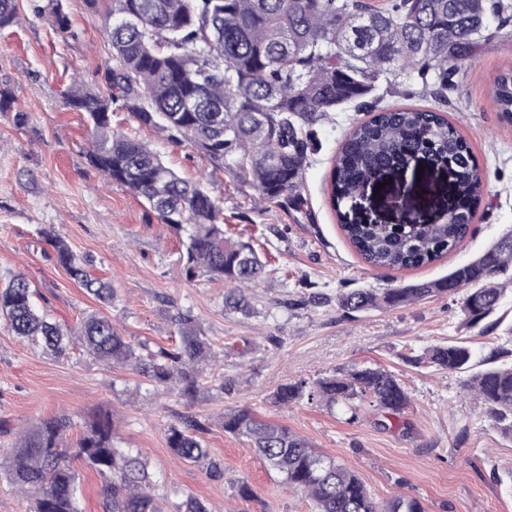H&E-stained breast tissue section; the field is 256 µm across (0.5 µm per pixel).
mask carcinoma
I'll return each mask as SVG.
<instances>
[{"instance_id":"cac0c4a2","label":"carcinoma","mask_w":512,"mask_h":512,"mask_svg":"<svg viewBox=\"0 0 512 512\" xmlns=\"http://www.w3.org/2000/svg\"><path fill=\"white\" fill-rule=\"evenodd\" d=\"M104 28L112 64L95 89L77 87L68 105L88 114L93 138L89 164L108 181L147 201L184 247L188 280L205 276L235 285L225 304L248 305L240 291L265 274L266 264L248 241L224 236V211L204 184L181 178L142 142L112 131L114 112H128L175 143H186L212 169L254 188L262 203L301 204L303 171L317 147L316 126L335 112H366L342 141L333 161L330 202L345 238L369 266L419 268L453 251L469 234L485 184L463 138L438 109L382 105L379 83L413 80L439 101L475 49L493 38L491 20L509 15L512 0H388L378 10L368 0H86ZM17 0H0V28L17 19ZM502 115L512 120V69L493 90ZM418 155L434 170L456 172L457 207L433 224H363L347 209L363 187L386 170ZM55 257L82 288L110 303L112 286L91 277L60 239L45 234ZM512 283V229L447 276L389 288L342 293L348 312L384 310L432 297L459 298L465 322L478 326L493 315ZM0 320L13 334L41 343L61 357L70 330L40 311L30 283L13 276L0 290ZM180 344L143 359L106 316L92 315L80 339L88 354L108 364H127L156 385L178 383L189 396L199 366L212 357L194 318L179 312ZM474 349L434 346L428 359L450 373L469 368ZM469 388L503 433L512 436V366L488 369ZM308 395L357 418L364 403L396 416L409 397L397 376L380 367H354L339 375L282 384L275 399L288 404ZM71 422L50 416L35 422L9 456V479L32 501L31 512H80L82 461L104 480L103 512H161L145 464L117 447L109 413L93 417L74 447H63ZM203 427L192 417L171 425L168 447L189 462L208 460ZM224 432L243 437L289 488L305 493L314 512H425L420 500L398 496L377 502L361 479L303 436L248 410L224 414Z\"/></svg>"}]
</instances>
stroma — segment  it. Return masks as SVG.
<instances>
[{"label":"stroma","instance_id":"1","mask_svg":"<svg viewBox=\"0 0 512 512\" xmlns=\"http://www.w3.org/2000/svg\"><path fill=\"white\" fill-rule=\"evenodd\" d=\"M61 3L70 31L60 32L50 11L35 13L28 0H18L16 22L0 28V90L11 102L10 111L0 112V287L23 275L40 309L72 332L96 313L152 350L178 344L175 315L187 312L213 358L195 396L182 397L131 367L93 358L80 343L58 357L0 323V512L31 507L4 470L20 433L40 418L64 414L72 421L66 435L72 443L101 411L111 413L119 445L146 463L163 512H177L191 496L211 512H313L311 501L289 491L246 439L225 433V413L238 409L285 425L336 457L378 501L402 495L419 499L426 512H512V439L467 390L469 373H450L425 359L434 345L462 341L476 349L478 361L512 363L506 332L512 297L499 310L501 327L484 334L465 325L459 301L445 297L367 313L337 304L340 293L354 288L381 292L444 276L512 227V121L492 98L496 78L512 69V23L481 44L444 107L486 175L471 232L448 255L417 269L365 264L330 206L333 159L361 113L340 112L317 126L318 149L297 208L258 202L251 186L212 170L190 146L163 139L130 113H113L115 130L148 144L182 178L204 179L222 203L226 235L251 242L263 255L265 281L248 291V310L232 311L224 306V282L186 280L170 227L88 164L91 124L67 105L66 93L76 78L94 87L112 51L85 0ZM17 112L28 113L27 125H15ZM48 232L89 259L91 275L111 282L113 305L88 296L57 263ZM355 365L391 371L405 386L410 402L387 428L377 426L369 406L351 422L316 401L274 400L280 384L311 383ZM185 415L203 425L223 478L212 479L206 463H188L168 447V427ZM243 482L251 498H241Z\"/></svg>","mask_w":512,"mask_h":512}]
</instances>
